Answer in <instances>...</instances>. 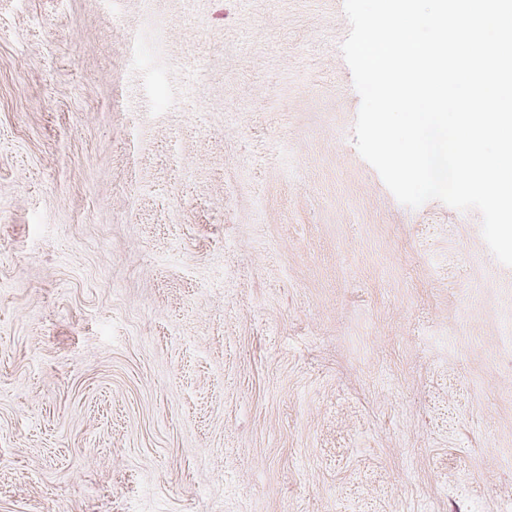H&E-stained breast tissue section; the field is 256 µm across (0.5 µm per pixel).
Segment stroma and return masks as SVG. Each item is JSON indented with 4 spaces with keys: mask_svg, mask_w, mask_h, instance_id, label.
I'll use <instances>...</instances> for the list:
<instances>
[{
    "mask_svg": "<svg viewBox=\"0 0 512 512\" xmlns=\"http://www.w3.org/2000/svg\"><path fill=\"white\" fill-rule=\"evenodd\" d=\"M348 33L0 0V512H512V267L361 158Z\"/></svg>",
    "mask_w": 512,
    "mask_h": 512,
    "instance_id": "stroma-1",
    "label": "stroma"
}]
</instances>
